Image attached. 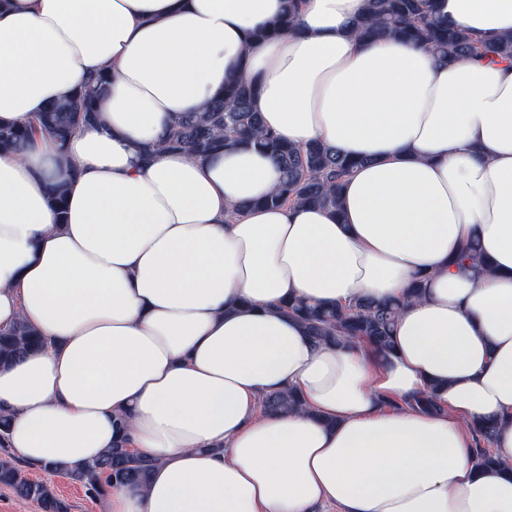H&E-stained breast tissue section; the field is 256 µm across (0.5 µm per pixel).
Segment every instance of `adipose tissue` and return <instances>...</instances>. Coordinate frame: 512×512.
<instances>
[{
	"label": "adipose tissue",
	"mask_w": 512,
	"mask_h": 512,
	"mask_svg": "<svg viewBox=\"0 0 512 512\" xmlns=\"http://www.w3.org/2000/svg\"><path fill=\"white\" fill-rule=\"evenodd\" d=\"M285 3L0 0V124L108 77L99 123L0 153V327L46 339L0 366L10 456L87 468L123 414L153 469L105 512H512V62L361 44L366 0H298L255 42ZM442 12L512 34V0ZM233 77L283 141L356 159L339 212L261 206L281 173L252 148L144 156ZM469 240L491 272L454 265ZM364 297L405 302L390 354L279 310ZM276 392L300 406L262 412ZM485 421L497 467L472 461ZM298 4L296 1L289 0L288 1V9L284 14L279 16L275 21L269 24L267 27L259 30L255 34L256 40H265L275 36H278L280 33L287 31L293 26L294 20L297 16Z\"/></svg>",
	"instance_id": "obj_1"
}]
</instances>
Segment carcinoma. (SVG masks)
Here are the masks:
<instances>
[{"label":"carcinoma","instance_id":"carcinoma-1","mask_svg":"<svg viewBox=\"0 0 512 512\" xmlns=\"http://www.w3.org/2000/svg\"><path fill=\"white\" fill-rule=\"evenodd\" d=\"M297 11L295 0H288L285 13L259 30L255 39H269L290 29ZM353 34L363 43L387 37L401 38L432 49L450 63L512 59V36H503L492 44L481 43L468 30L449 23L441 14L437 0H368L367 12L355 25ZM106 85L105 75H90L74 101L55 104L37 113L25 125H0V151L17 152L42 131L63 142L81 128L95 124L100 120L99 102ZM255 92L254 84L231 80L221 97L200 112L182 116L157 148H146L144 153L149 157L157 152L183 151L201 156L223 148L254 147L272 157L282 172L277 190L261 204L277 207L297 202L339 210L345 177L356 161L320 142L298 147L281 140L265 128L260 113L253 110ZM280 310L297 318L317 343L360 338L383 352L392 348L391 335L398 314L394 303L359 299L348 305H322L288 300ZM43 343L44 337L23 321L0 329V366L41 349ZM299 404L300 398L295 394L273 393L262 400L265 412ZM114 426L117 437L112 447L87 470L68 473L97 494L114 486L144 485L152 472L151 460L127 448V419L122 415L117 417ZM474 463L490 468L500 461L495 449L488 447L475 449ZM0 485L36 502L42 512H66L49 484L27 478L14 463L3 459L0 460Z\"/></svg>","mask_w":512,"mask_h":512}]
</instances>
